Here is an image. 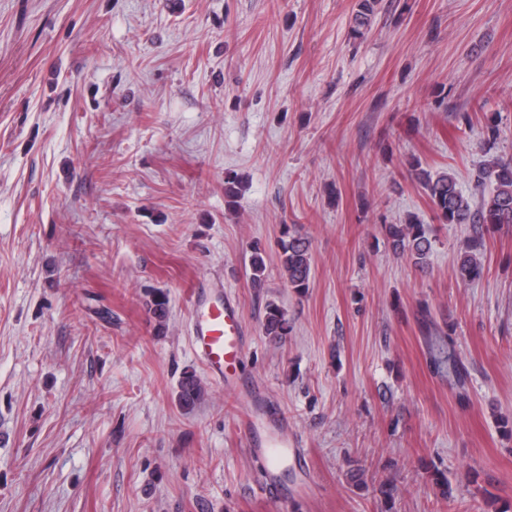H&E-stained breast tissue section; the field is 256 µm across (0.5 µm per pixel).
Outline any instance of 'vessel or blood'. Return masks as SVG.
<instances>
[{"mask_svg": "<svg viewBox=\"0 0 512 512\" xmlns=\"http://www.w3.org/2000/svg\"><path fill=\"white\" fill-rule=\"evenodd\" d=\"M190 344L194 356L212 378L229 388L239 385L246 341L235 301H212L203 293H195ZM237 426L245 433L252 453L263 461L260 483L265 490L278 489L281 468L287 463L307 470V453L289 433L285 419L250 409L239 418Z\"/></svg>", "mask_w": 512, "mask_h": 512, "instance_id": "vessel-or-blood-1", "label": "vessel or blood"}]
</instances>
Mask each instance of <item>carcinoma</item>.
<instances>
[{"label":"carcinoma","instance_id":"cac0c4a2","mask_svg":"<svg viewBox=\"0 0 512 512\" xmlns=\"http://www.w3.org/2000/svg\"><path fill=\"white\" fill-rule=\"evenodd\" d=\"M378 0H360L353 18L351 35L365 38L372 23ZM412 175L426 194L438 221L442 224H470L474 236L468 240L466 250L459 253L456 277L468 283L482 273L478 249L482 246L484 231L489 227L512 226V157L493 156L472 174L474 189L481 201L475 207L470 197L458 187L455 176L447 171H431L420 161L412 164ZM386 236L392 252L409 258L416 267L427 264L433 250V238L418 217L408 216L402 224L385 225ZM284 240L280 261L288 287L298 293L309 288L312 275L311 243L308 238L284 226ZM264 257L254 251L250 259L251 282L261 287L265 273ZM263 333L271 341L288 335L289 322L286 312L276 305H268L262 322ZM427 347L436 371L448 378V383L462 386L463 365L451 338L438 331L429 333ZM203 397V386L196 374L187 371L179 384L178 403L185 410L193 409Z\"/></svg>","mask_w":512,"mask_h":512}]
</instances>
